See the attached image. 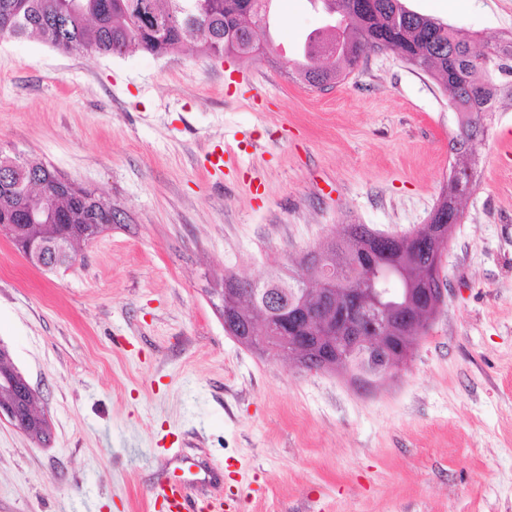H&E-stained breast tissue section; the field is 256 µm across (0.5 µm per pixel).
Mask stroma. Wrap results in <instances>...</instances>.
<instances>
[{"label":"stroma","instance_id":"35a3bbf8","mask_svg":"<svg viewBox=\"0 0 512 512\" xmlns=\"http://www.w3.org/2000/svg\"><path fill=\"white\" fill-rule=\"evenodd\" d=\"M404 3L482 44L512 36V0ZM272 9L278 51L250 60L0 41V150L119 215L65 270L0 237V343L52 431L40 446L0 422V512H147L179 450L211 474L192 497L239 512H512V105L476 146L445 301L406 367L364 390L224 330L225 274L294 270L346 224L410 234L455 161L435 78L384 51L309 88L296 47L324 16Z\"/></svg>","mask_w":512,"mask_h":512}]
</instances>
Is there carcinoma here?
Masks as SVG:
<instances>
[{
    "label": "carcinoma",
    "instance_id": "1",
    "mask_svg": "<svg viewBox=\"0 0 512 512\" xmlns=\"http://www.w3.org/2000/svg\"><path fill=\"white\" fill-rule=\"evenodd\" d=\"M272 0H0V40L35 37L62 51L123 55L141 50L162 55L191 47L208 58L224 55V21L246 9L266 18ZM337 4L341 34L330 41L322 36L298 68L300 79L312 89L325 90L346 79L349 70L369 54L390 50L408 64L443 83L448 101L463 114L452 151L463 158L474 156L473 146L484 136L485 121L497 110L499 100L512 96V36L479 47L467 33L435 18L407 8L403 0H322ZM26 172L25 181L40 186L39 194L24 192L13 181L0 182V224H25L26 216H41V225L29 232L51 235L56 225H70L69 255H78L86 231L100 218L111 223L112 213L94 191L62 185L53 167L37 157L12 155ZM471 166L462 176L448 178L443 204L432 223L417 230L416 239L395 243L386 236L377 260L398 271L393 277L399 292L385 297L394 303L393 316L404 319L416 309L418 288H440V260L434 249L433 225L448 224L459 213L457 203L473 190ZM380 236L364 224H346L331 241L329 254L336 274L351 283L360 279L370 288L374 272L354 254L364 236Z\"/></svg>",
    "mask_w": 512,
    "mask_h": 512
}]
</instances>
